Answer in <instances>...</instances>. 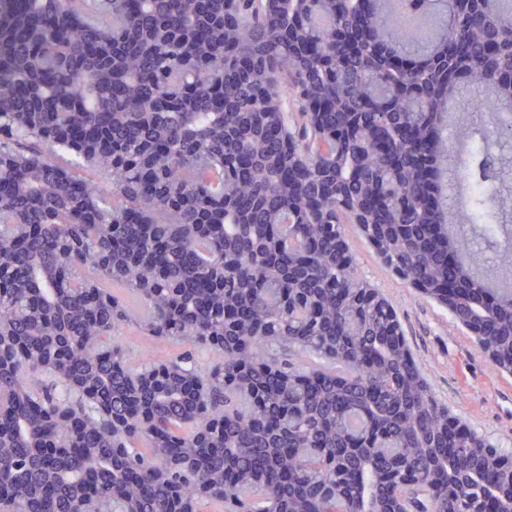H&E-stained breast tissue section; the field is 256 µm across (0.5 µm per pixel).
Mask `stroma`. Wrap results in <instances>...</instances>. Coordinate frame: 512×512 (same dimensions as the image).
Listing matches in <instances>:
<instances>
[{"label": "stroma", "instance_id": "stroma-1", "mask_svg": "<svg viewBox=\"0 0 512 512\" xmlns=\"http://www.w3.org/2000/svg\"><path fill=\"white\" fill-rule=\"evenodd\" d=\"M479 89L467 85L461 104L448 114L449 146L463 151L467 136L481 129L507 171L512 189V133L467 108ZM358 274L395 308L409 349L436 399L467 428L496 446L512 449V376L495 371L486 354L459 330L447 310L400 280L379 259L355 225L344 229Z\"/></svg>", "mask_w": 512, "mask_h": 512}]
</instances>
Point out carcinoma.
Listing matches in <instances>:
<instances>
[{"label":"carcinoma","mask_w":512,"mask_h":512,"mask_svg":"<svg viewBox=\"0 0 512 512\" xmlns=\"http://www.w3.org/2000/svg\"><path fill=\"white\" fill-rule=\"evenodd\" d=\"M407 2L429 35L387 0H106L110 26L0 0V455L30 512H475L506 482L512 451L435 399L343 238L372 198L384 264L458 287L512 375V244L469 278L436 180L464 83L512 110V9ZM463 181L486 237L505 204ZM128 334L182 350L134 366Z\"/></svg>","instance_id":"obj_1"}]
</instances>
